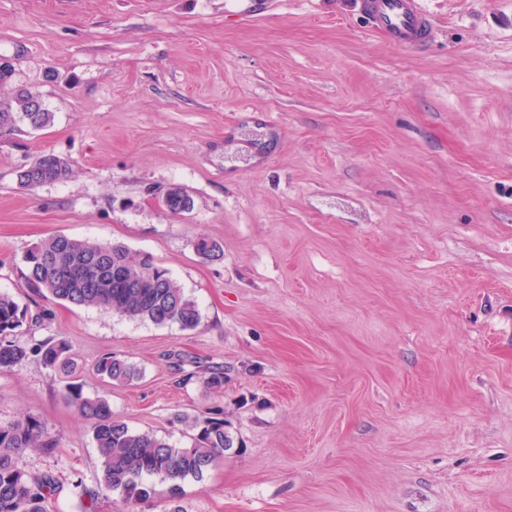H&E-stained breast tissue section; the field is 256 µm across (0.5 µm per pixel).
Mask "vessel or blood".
<instances>
[{
	"label": "vessel or blood",
	"mask_w": 512,
	"mask_h": 512,
	"mask_svg": "<svg viewBox=\"0 0 512 512\" xmlns=\"http://www.w3.org/2000/svg\"><path fill=\"white\" fill-rule=\"evenodd\" d=\"M370 30L382 34L389 45L414 50L427 46L434 22L423 0H364Z\"/></svg>",
	"instance_id": "1"
}]
</instances>
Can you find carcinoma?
I'll use <instances>...</instances> for the list:
<instances>
[{
    "label": "carcinoma",
    "mask_w": 512,
    "mask_h": 512,
    "mask_svg": "<svg viewBox=\"0 0 512 512\" xmlns=\"http://www.w3.org/2000/svg\"><path fill=\"white\" fill-rule=\"evenodd\" d=\"M33 96L34 92L22 89L0 102V136L14 131L19 123L41 130L53 122V113L43 104L37 112L27 111V100ZM68 174L64 160L41 156L18 173L17 182L30 188L63 180ZM23 261L27 282L51 302L103 308L155 325L177 324L183 330H193L200 323L196 302L147 252L121 243L93 244L56 235L31 247ZM50 315L48 308L33 314L12 297L0 294V372L37 361L68 377L64 401L92 424L101 460L98 486L89 487L76 479L69 482L70 493L93 502L105 492H117L123 503L131 505L150 498L153 487L145 480L155 477L168 484V498L174 506L167 512H183L176 504L181 483L189 477L203 478L234 448L224 410L212 407L190 421L193 435L189 447H177L151 432L130 429L113 417L105 397L84 392L76 376L73 346L67 339L34 336L32 326ZM94 372L109 383L130 382L136 376L132 365L110 352L98 358ZM226 379V369L213 366L202 383L218 393ZM56 448L57 440L37 416L0 421V512H48L50 500L61 488L59 475L30 473L20 466V458L28 451L52 454Z\"/></svg>",
    "instance_id": "obj_1"
}]
</instances>
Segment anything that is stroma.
<instances>
[{
    "label": "stroma",
    "instance_id": "stroma-1",
    "mask_svg": "<svg viewBox=\"0 0 512 512\" xmlns=\"http://www.w3.org/2000/svg\"><path fill=\"white\" fill-rule=\"evenodd\" d=\"M425 6L413 52L358 0H0V101L54 114L0 137V293L42 307L23 256L64 235L150 253L196 301L192 330L70 305L36 329L133 430L184 447L223 409L243 450L183 512H512V0ZM44 154L70 175L20 187ZM107 352L138 379L96 376ZM65 382L0 373V421L39 416L59 446L21 465L93 486Z\"/></svg>",
    "mask_w": 512,
    "mask_h": 512
}]
</instances>
